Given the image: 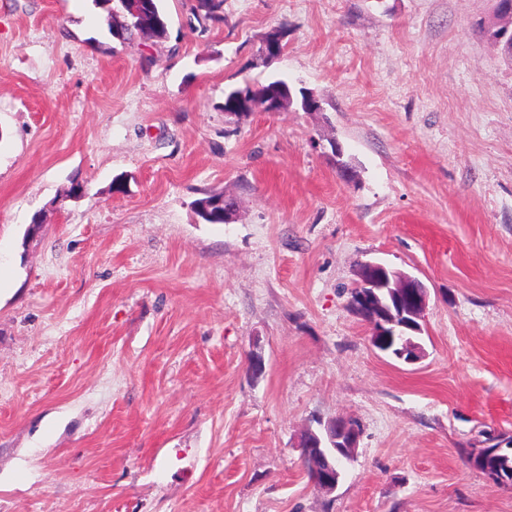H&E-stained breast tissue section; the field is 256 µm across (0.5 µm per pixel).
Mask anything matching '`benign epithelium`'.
Here are the masks:
<instances>
[{"instance_id": "benign-epithelium-1", "label": "benign epithelium", "mask_w": 512, "mask_h": 512, "mask_svg": "<svg viewBox=\"0 0 512 512\" xmlns=\"http://www.w3.org/2000/svg\"><path fill=\"white\" fill-rule=\"evenodd\" d=\"M357 286L355 306H366L372 312V346L406 364L419 362L425 352L421 344L412 340V334L420 332L427 304L423 283L409 273L366 260L360 264ZM359 436L358 425L340 417L327 421L317 431L309 429L304 433L298 445L303 460H322L328 448L344 449L339 463L314 468L313 483L318 490L326 494L336 490Z\"/></svg>"}]
</instances>
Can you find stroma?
<instances>
[{"mask_svg": "<svg viewBox=\"0 0 512 512\" xmlns=\"http://www.w3.org/2000/svg\"><path fill=\"white\" fill-rule=\"evenodd\" d=\"M191 5L129 44L95 0H0V512H512L468 459L512 437L494 0ZM270 78L320 110L225 113ZM367 259L425 285L420 362L350 308ZM335 417L325 494L297 444ZM224 22V0H195L188 21L192 31L205 33ZM280 85H288V82L277 79L258 83L253 86L247 85L244 88H233L235 90L230 91L224 98V111L227 113L246 112L250 102L257 101L258 97L268 89ZM320 426L322 428L317 431L308 429L301 437L298 448L301 451L302 461L326 459V448H345L340 456L341 461L337 465L336 462L332 464L328 462L326 469L319 466L314 468L312 481L315 487L329 494L336 490L347 463L353 458L360 429L356 423L340 417L333 418L323 425L320 423Z\"/></svg>", "mask_w": 512, "mask_h": 512, "instance_id": "obj_1", "label": "stroma"}]
</instances>
